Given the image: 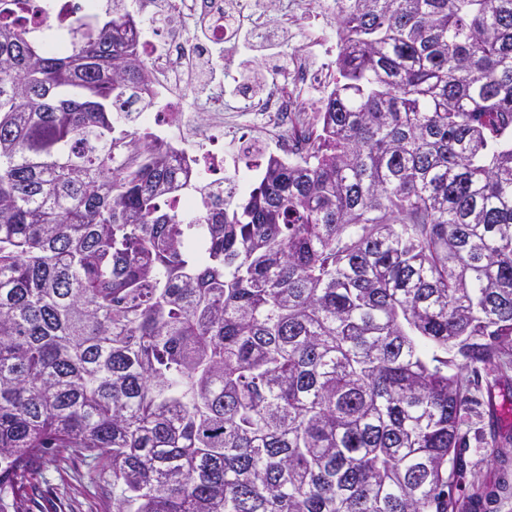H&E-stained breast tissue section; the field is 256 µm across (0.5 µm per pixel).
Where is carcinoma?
<instances>
[{"instance_id": "carcinoma-1", "label": "carcinoma", "mask_w": 512, "mask_h": 512, "mask_svg": "<svg viewBox=\"0 0 512 512\" xmlns=\"http://www.w3.org/2000/svg\"><path fill=\"white\" fill-rule=\"evenodd\" d=\"M315 124L198 184L128 0H0V512L75 456L112 512H448L512 351V0H335ZM198 193L186 215L179 196Z\"/></svg>"}]
</instances>
